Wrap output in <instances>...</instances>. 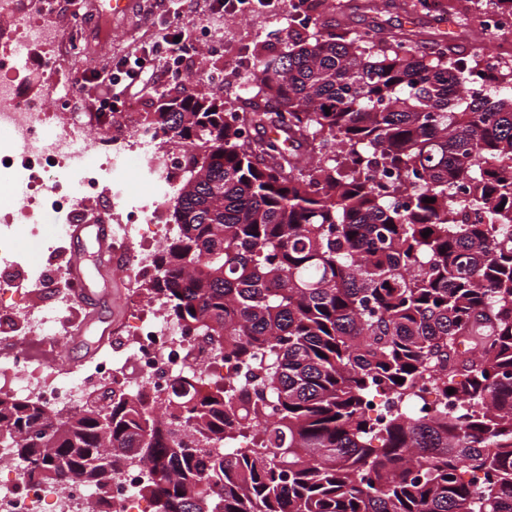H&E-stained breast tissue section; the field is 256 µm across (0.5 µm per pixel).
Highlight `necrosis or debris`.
I'll return each instance as SVG.
<instances>
[{"mask_svg":"<svg viewBox=\"0 0 512 512\" xmlns=\"http://www.w3.org/2000/svg\"><path fill=\"white\" fill-rule=\"evenodd\" d=\"M482 17L495 38L483 55L491 72L512 65V49L502 36L512 33V14L486 4ZM56 0H0V208L15 209L19 221L34 214L54 223H71L85 206L90 190L111 182L121 152L152 144V133L133 132L128 119L114 115L97 136H90L77 119L78 106L65 94L58 62L73 50L56 26ZM38 46V69H19L14 59L19 46ZM96 157L93 165H75L74 147ZM115 207L133 209L137 220L112 227V262L138 280L153 261L143 243L144 226L153 212V200L133 207L123 193L112 197ZM46 271L21 270L19 276L0 278V393L43 402L52 409H77L96 387L109 384L157 404L169 391L176 374L195 369L209 381L232 376V365L211 359V346L201 338L183 335L164 315L158 302L132 294L127 334L116 344L112 357L98 362L80 379L67 376L61 366L60 344L69 324L66 296L54 305L33 304ZM43 348L33 358L31 343ZM8 476L0 478V512H95L97 493L88 482L71 479L54 484L26 482L12 449L0 447V465ZM146 477L143 465L123 463L112 482V512H144L138 491Z\"/></svg>","mask_w":512,"mask_h":512,"instance_id":"necrosis-or-debris-1","label":"necrosis or debris"}]
</instances>
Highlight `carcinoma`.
Masks as SVG:
<instances>
[{
    "mask_svg": "<svg viewBox=\"0 0 512 512\" xmlns=\"http://www.w3.org/2000/svg\"><path fill=\"white\" fill-rule=\"evenodd\" d=\"M424 40L343 28L256 53L253 112L160 95L178 109L145 125L178 155L175 233L140 290L243 376L191 374L156 408L0 396L28 480L84 478L106 505L130 460L156 512H512V67Z\"/></svg>",
    "mask_w": 512,
    "mask_h": 512,
    "instance_id": "cac0c4a2",
    "label": "carcinoma"
}]
</instances>
